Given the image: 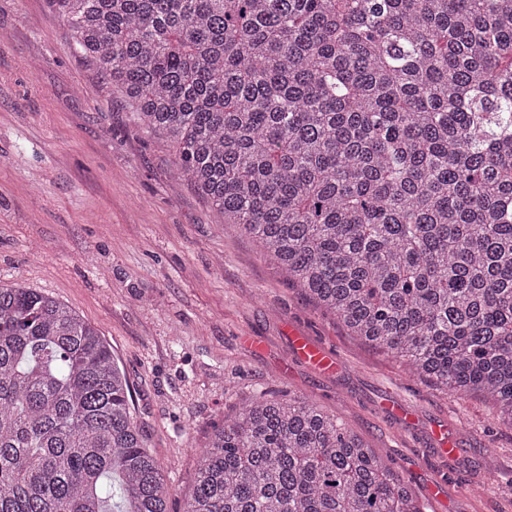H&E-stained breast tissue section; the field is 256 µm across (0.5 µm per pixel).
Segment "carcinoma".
Listing matches in <instances>:
<instances>
[{
  "instance_id": "cac0c4a2",
  "label": "carcinoma",
  "mask_w": 512,
  "mask_h": 512,
  "mask_svg": "<svg viewBox=\"0 0 512 512\" xmlns=\"http://www.w3.org/2000/svg\"><path fill=\"white\" fill-rule=\"evenodd\" d=\"M52 3L224 223L409 375L512 426V0ZM167 501L97 329L0 285V512ZM186 512L423 510L336 416L261 391L214 426Z\"/></svg>"
}]
</instances>
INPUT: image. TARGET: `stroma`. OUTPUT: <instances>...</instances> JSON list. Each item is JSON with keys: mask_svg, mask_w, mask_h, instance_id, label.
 <instances>
[{"mask_svg": "<svg viewBox=\"0 0 512 512\" xmlns=\"http://www.w3.org/2000/svg\"><path fill=\"white\" fill-rule=\"evenodd\" d=\"M0 32V283L62 301L110 346L169 512H184L214 425L260 390L335 414L425 512H512V427L491 402L408 377L288 282L178 177L170 143L74 48L51 0H0ZM293 331L339 369L300 359Z\"/></svg>", "mask_w": 512, "mask_h": 512, "instance_id": "35a3bbf8", "label": "stroma"}]
</instances>
